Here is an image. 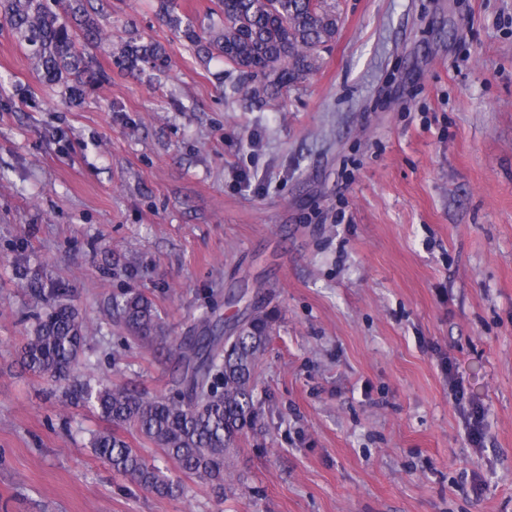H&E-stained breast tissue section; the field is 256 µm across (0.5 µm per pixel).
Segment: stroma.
Returning <instances> with one entry per match:
<instances>
[{
	"label": "stroma",
	"mask_w": 512,
	"mask_h": 512,
	"mask_svg": "<svg viewBox=\"0 0 512 512\" xmlns=\"http://www.w3.org/2000/svg\"><path fill=\"white\" fill-rule=\"evenodd\" d=\"M329 2L336 36L282 111L225 97L238 73L156 0H87L172 66L91 49L106 78L77 105L0 20V512H512V0ZM23 270L101 325L74 387L174 390L167 346L108 315L127 289L169 336L243 318L241 292L273 312L231 491L165 498L94 453L105 422L18 361Z\"/></svg>",
	"instance_id": "stroma-1"
}]
</instances>
